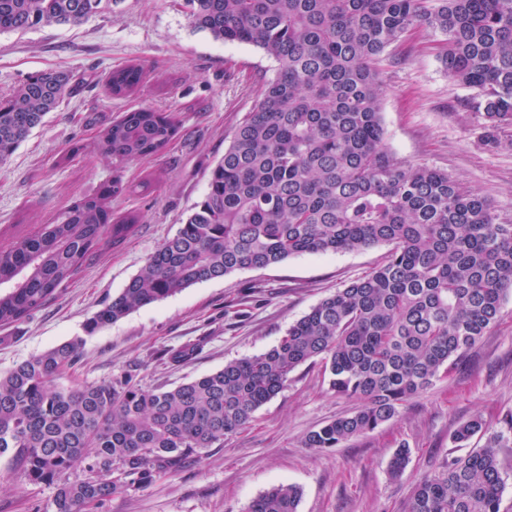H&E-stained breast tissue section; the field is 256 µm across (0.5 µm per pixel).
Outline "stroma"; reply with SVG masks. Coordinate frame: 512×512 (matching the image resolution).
Here are the masks:
<instances>
[{
  "label": "stroma",
  "mask_w": 512,
  "mask_h": 512,
  "mask_svg": "<svg viewBox=\"0 0 512 512\" xmlns=\"http://www.w3.org/2000/svg\"><path fill=\"white\" fill-rule=\"evenodd\" d=\"M445 43V35L420 26L383 53L385 145L400 161L451 174L489 200L500 223L512 224V126L499 131L497 145L485 144L473 91L449 81L441 64ZM132 63L144 70L139 91L112 97L107 77ZM50 69L70 75L72 92L0 164V250L56 223L116 177L126 190L113 198L112 215L134 214L138 221L124 243L104 248L45 305L0 327V374L80 336L78 363L57 387L130 375L142 387L171 389L270 349L290 324L385 255L376 246L238 271L86 334L100 304L204 199L211 170L275 76L276 63L255 47L225 44L195 28L184 0H113L78 24L0 33V98ZM143 107L175 116L173 139L122 164L101 156L100 131ZM193 344L192 358L171 363L173 351ZM356 406L329 390L320 363L303 365L247 428L182 471L114 495L94 512H246L280 484L301 489L298 512H406L414 480L461 455L452 439L459 426L478 418L493 431L512 413V298L464 362L394 419L329 452L305 447L309 431ZM402 445L411 450L410 462L393 478L387 462ZM54 494V487L19 481L10 456L0 457V512H52Z\"/></svg>",
  "instance_id": "35a3bbf8"
}]
</instances>
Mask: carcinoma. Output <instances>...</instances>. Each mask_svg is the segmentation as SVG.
Wrapping results in <instances>:
<instances>
[{"label":"carcinoma","mask_w":512,"mask_h":512,"mask_svg":"<svg viewBox=\"0 0 512 512\" xmlns=\"http://www.w3.org/2000/svg\"><path fill=\"white\" fill-rule=\"evenodd\" d=\"M112 0H0V32L80 23ZM196 28L259 48L277 63L252 112L210 172L208 192L177 233L87 322L93 334L130 312L200 282L263 269L304 254L388 247L373 270L325 297L269 350L173 389L117 382L54 386L74 368L76 337L0 376V456L17 478L55 488L54 512H85L115 494L178 472L189 459L245 429L291 373L320 361L329 388L360 401L310 431L326 451L392 420L455 369L496 324L512 295V224L446 172L397 161L384 144L382 89L374 62L419 26L447 36L448 78L477 90L486 143L512 125V0H186ZM143 69L111 72L113 96L134 92ZM71 79L31 76L0 99V163L55 111ZM170 115L139 108L102 130L97 147L121 164L175 136ZM119 178L65 211L55 224L0 251V326L26 318L104 245L122 244L132 215L112 219ZM473 419L454 433L465 443ZM512 447V416L483 447L454 457L414 484L407 512H501L500 449ZM394 452L390 475L409 461ZM302 492L274 487L247 512H298Z\"/></svg>","instance_id":"obj_1"}]
</instances>
